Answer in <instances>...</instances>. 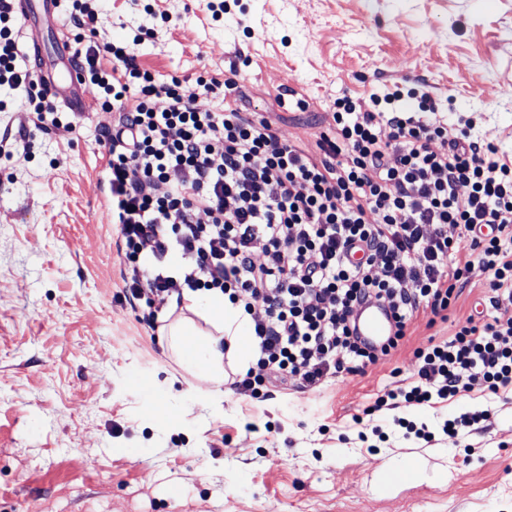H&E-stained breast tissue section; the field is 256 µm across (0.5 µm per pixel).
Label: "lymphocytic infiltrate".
<instances>
[{"label":"lymphocytic infiltrate","mask_w":512,"mask_h":512,"mask_svg":"<svg viewBox=\"0 0 512 512\" xmlns=\"http://www.w3.org/2000/svg\"><path fill=\"white\" fill-rule=\"evenodd\" d=\"M94 3L72 0L70 18L81 30L74 56L102 111L118 115L104 136L112 221L131 265L128 291L148 307L150 324L186 289L242 307L258 359L256 371L235 378L236 390L261 398L290 379L320 387L340 372V353L364 371L398 347L418 315L447 311L475 264L490 276L491 306H512V158L472 124L440 122L429 92L415 94L408 108L399 89L339 97L311 150L241 112L234 78L200 76L191 88L142 69L126 46L84 38ZM18 32L12 0H0V88L26 111L54 113ZM200 90L214 95V109L195 107ZM160 182L166 195L154 192ZM450 225L460 230L457 240L446 234ZM173 246L185 261L176 276L156 267ZM355 248L362 256L354 263ZM376 262L378 277L370 274ZM370 302L386 305L396 322L378 349L351 331L354 311ZM415 357L414 385L385 391L376 407L398 399L433 405L455 397L466 376L491 394L511 393L512 318L467 320Z\"/></svg>","instance_id":"1"}]
</instances>
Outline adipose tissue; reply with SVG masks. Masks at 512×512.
Here are the masks:
<instances>
[{
  "label": "adipose tissue",
  "mask_w": 512,
  "mask_h": 512,
  "mask_svg": "<svg viewBox=\"0 0 512 512\" xmlns=\"http://www.w3.org/2000/svg\"><path fill=\"white\" fill-rule=\"evenodd\" d=\"M159 333L186 374L217 387L246 372L258 353L249 317L219 293L184 292L178 314Z\"/></svg>",
  "instance_id": "1"
}]
</instances>
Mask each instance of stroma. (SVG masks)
<instances>
[{
    "label": "stroma",
    "instance_id": "stroma-1",
    "mask_svg": "<svg viewBox=\"0 0 512 512\" xmlns=\"http://www.w3.org/2000/svg\"><path fill=\"white\" fill-rule=\"evenodd\" d=\"M100 0L99 42L161 78L236 75L242 111L315 148L337 97L429 91L440 118L472 119L512 157V0ZM306 111L283 106L289 88ZM0 112V512H512V395L465 379L424 408L373 410L408 387L415 352L493 312L473 266L447 320H414L398 349L317 389L262 399L185 376L146 308L125 297V245L111 211L115 116L74 130ZM164 403L166 419L152 407ZM491 415L463 436L441 424ZM426 425L404 438L396 418ZM425 476L390 484L384 461Z\"/></svg>",
    "mask_w": 512,
    "mask_h": 512
}]
</instances>
